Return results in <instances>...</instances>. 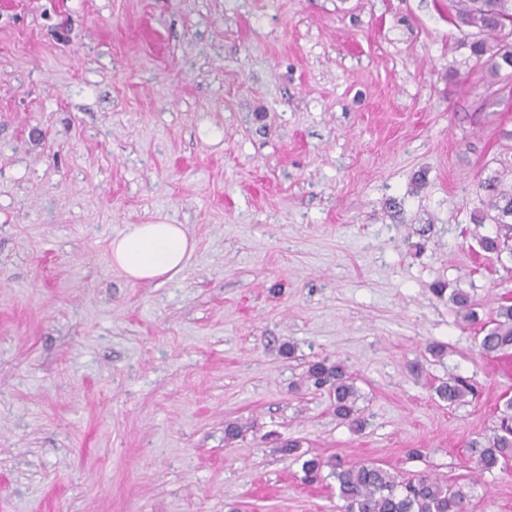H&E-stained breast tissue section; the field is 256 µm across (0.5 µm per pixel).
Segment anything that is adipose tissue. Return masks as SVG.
<instances>
[{
	"label": "adipose tissue",
	"instance_id": "1",
	"mask_svg": "<svg viewBox=\"0 0 512 512\" xmlns=\"http://www.w3.org/2000/svg\"><path fill=\"white\" fill-rule=\"evenodd\" d=\"M194 249L184 225L130 224L113 238L110 257L129 282H163L182 273Z\"/></svg>",
	"mask_w": 512,
	"mask_h": 512
}]
</instances>
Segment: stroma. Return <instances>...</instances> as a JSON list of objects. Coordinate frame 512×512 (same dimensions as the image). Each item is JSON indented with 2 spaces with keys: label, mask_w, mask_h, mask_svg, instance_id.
Segmentation results:
<instances>
[{
  "label": "stroma",
  "mask_w": 512,
  "mask_h": 512,
  "mask_svg": "<svg viewBox=\"0 0 512 512\" xmlns=\"http://www.w3.org/2000/svg\"><path fill=\"white\" fill-rule=\"evenodd\" d=\"M470 44L448 0H0V512H342L288 440L512 512L468 447L512 397L474 339L512 298L479 246L512 79ZM130 224L185 225L184 271L113 269ZM305 378L316 388H326L337 418L348 422L355 429L362 427L361 411L356 405L358 391L342 364H327L326 360L314 361L308 365ZM435 392L441 400L448 402V406L462 401L469 393L474 394L473 388L459 377H449L435 388Z\"/></svg>",
  "instance_id": "stroma-1"
}]
</instances>
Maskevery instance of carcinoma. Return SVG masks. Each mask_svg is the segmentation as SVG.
Returning a JSON list of instances; mask_svg holds the SVG:
<instances>
[{
  "label": "carcinoma",
  "mask_w": 512,
  "mask_h": 512,
  "mask_svg": "<svg viewBox=\"0 0 512 512\" xmlns=\"http://www.w3.org/2000/svg\"><path fill=\"white\" fill-rule=\"evenodd\" d=\"M474 19L481 26L471 36V50L478 57L487 56L491 72L500 75L506 71L512 76V0H448V21ZM488 208L495 211L500 226L493 236L480 238L482 250L499 255L512 254V193L492 191ZM451 300L465 319L473 317L472 302L463 292L451 294ZM478 347L481 354L492 356L512 348V304H498L487 325L480 328ZM306 381L329 393L331 406L337 418L359 429L363 420L357 407L358 391L346 368L336 362L314 361L308 365ZM437 396L453 405L463 400L473 388L459 377H450L435 388ZM469 448L477 456L481 472H491L512 457V400L503 402L496 425L490 434L474 439ZM336 479L339 495L344 501V512H471L472 495L466 486L456 480H443L430 474H418L398 479L387 469L374 463H351L332 455H314L302 462L304 481L313 484L324 479L323 470Z\"/></svg>",
  "instance_id": "cac0c4a2"
}]
</instances>
